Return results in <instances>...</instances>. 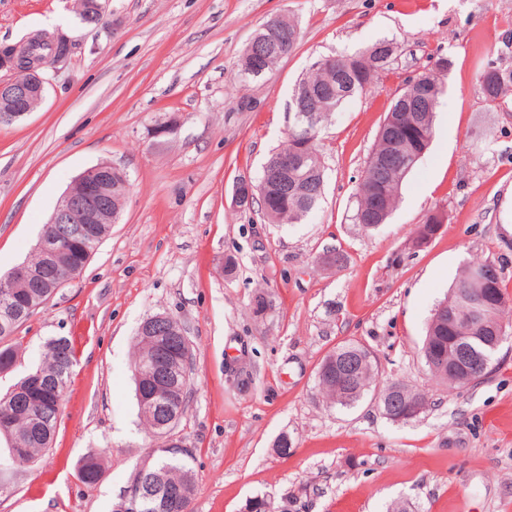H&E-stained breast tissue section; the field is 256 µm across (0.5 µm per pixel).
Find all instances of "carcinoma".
Wrapping results in <instances>:
<instances>
[{
  "instance_id": "obj_1",
  "label": "carcinoma",
  "mask_w": 512,
  "mask_h": 512,
  "mask_svg": "<svg viewBox=\"0 0 512 512\" xmlns=\"http://www.w3.org/2000/svg\"><path fill=\"white\" fill-rule=\"evenodd\" d=\"M272 22L278 29L277 37L269 39L263 27L256 32L255 41L246 49L241 61L242 76L252 77L248 62L253 52L266 53L272 57L278 49H285L290 54L297 49L300 34L295 23L283 18H274ZM392 46L393 42L383 39L359 53L336 55L333 63L311 68L310 72L299 80L293 91L297 96H305L307 104L302 108L293 106V112H310L317 118V124L309 123V118L305 116L291 124L287 140L268 158L264 169L272 168L282 154L289 152L294 139L307 133L314 139L318 138L330 114L349 98L363 93L374 76L386 68L390 62L389 53ZM28 48L29 55L42 60H51L59 55L67 56L71 52V47L66 42H51L39 36L29 41ZM449 67L450 62L442 57L430 69L417 74L418 78L436 86V91L428 99L415 105L405 103L402 97L411 91L408 82L394 98L387 115L412 126L415 135L400 142L393 141L386 133L377 139L368 156L366 174L361 179L356 193L357 205L353 220L363 230L370 231L385 223L394 208L405 177L417 163V141L432 140L434 114L440 98L445 94V84L441 81V75ZM479 81L485 99L491 104H505L512 95V69L501 66L495 59L490 58L480 64ZM261 180L265 182L262 186L264 201L270 202L279 197L284 203L282 207L272 208L271 214L268 215L269 221L275 224L301 223L317 207L322 196L323 166L316 143H311L300 169L295 178L288 181V185L285 186L264 175L261 176ZM374 185H381L385 189V199L378 213L370 211L367 201L362 199V195ZM109 229L108 224L94 225V231L82 241L81 247L64 254L61 265L56 268L45 267L40 251H33L28 265L33 268L34 276L28 284L19 286V293L22 294L28 309L18 314L14 323L9 324L3 318L6 307L0 303V340L15 335L18 328L63 285L65 276L77 270L84 260L92 255ZM494 266L495 263L490 260L468 265L455 281L451 297L446 301L448 310L456 313L469 311L474 302V293L471 291L473 275ZM506 303L507 298L502 289H497L496 303L487 312V322H506ZM470 335L471 338L467 339L469 350L482 355L487 359V364H492L497 350L490 341L478 340V337L488 335L487 329L476 327L471 330ZM159 343L169 350H174L180 347L181 337L171 336L166 328L161 327L157 336L138 339L133 369L151 368ZM433 348L443 354L444 362L448 365L454 359L463 361L454 345L448 342V329L445 328V324L435 319L428 325L422 353L425 354ZM327 357L336 358L338 364L348 360H353L357 364L352 382L346 385L331 382L325 386V393L332 403L342 407L351 406L362 399L371 388L377 387L378 365L375 364V358L368 357L365 344L356 340L345 341L329 352ZM75 362V350L70 340L65 337L52 339L46 345V353L41 364L10 392L0 396V417L9 416L7 423L0 420V436L6 439L9 448L17 452L12 460L30 461L51 448L52 439L60 424V397L70 383ZM167 378L175 383L174 390L171 391L172 397L181 405L182 411H187L191 382L181 379L174 369L168 372ZM80 470L86 473L88 482L96 481L100 470L96 454L87 453ZM146 476L161 477L172 487L173 494L168 501L166 512H191L195 483L192 471L183 460L177 457L163 458L147 470ZM125 493L136 501V512H155L151 499L139 490L137 484H130Z\"/></svg>"
}]
</instances>
